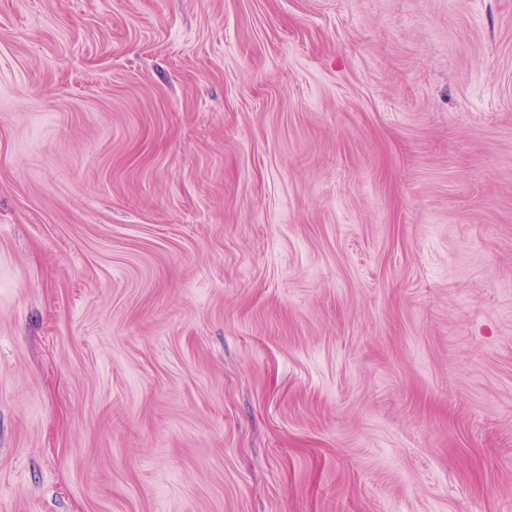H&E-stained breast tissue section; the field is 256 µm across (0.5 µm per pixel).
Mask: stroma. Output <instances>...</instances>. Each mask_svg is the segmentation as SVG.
Wrapping results in <instances>:
<instances>
[{
	"instance_id": "1",
	"label": "stroma",
	"mask_w": 512,
	"mask_h": 512,
	"mask_svg": "<svg viewBox=\"0 0 512 512\" xmlns=\"http://www.w3.org/2000/svg\"><path fill=\"white\" fill-rule=\"evenodd\" d=\"M0 512H512V0H0Z\"/></svg>"
}]
</instances>
